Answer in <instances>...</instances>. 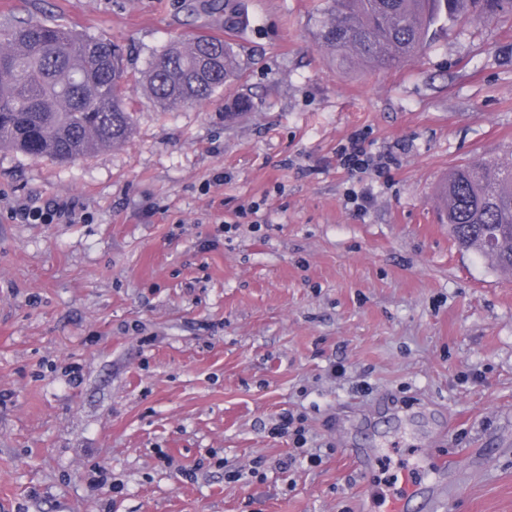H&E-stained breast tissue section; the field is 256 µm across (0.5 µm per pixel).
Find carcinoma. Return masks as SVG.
Here are the masks:
<instances>
[{"label":"carcinoma","instance_id":"1","mask_svg":"<svg viewBox=\"0 0 512 512\" xmlns=\"http://www.w3.org/2000/svg\"><path fill=\"white\" fill-rule=\"evenodd\" d=\"M512 15V0H327L318 36L345 61L374 67L410 60L450 22ZM0 148L34 159H77L132 132L124 55L106 37L23 20L0 31ZM239 69L226 38L172 42L148 64L155 106L209 99ZM462 250L512 273V161L456 166L439 196Z\"/></svg>","mask_w":512,"mask_h":512}]
</instances>
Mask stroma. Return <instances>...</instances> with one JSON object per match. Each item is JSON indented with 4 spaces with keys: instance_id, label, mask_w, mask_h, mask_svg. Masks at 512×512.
<instances>
[{
    "instance_id": "1",
    "label": "stroma",
    "mask_w": 512,
    "mask_h": 512,
    "mask_svg": "<svg viewBox=\"0 0 512 512\" xmlns=\"http://www.w3.org/2000/svg\"><path fill=\"white\" fill-rule=\"evenodd\" d=\"M243 3L241 77L163 112L138 78L223 35L212 0H0V26L119 44L134 109L126 143L70 163L0 149V512H382L424 470L447 512H512V276L436 206L452 167L512 157V19L379 69L321 47L322 0ZM356 129L398 147L387 178L337 164ZM62 203L73 223L8 216ZM287 410L319 466L279 472ZM257 461L265 482L225 480Z\"/></svg>"
}]
</instances>
